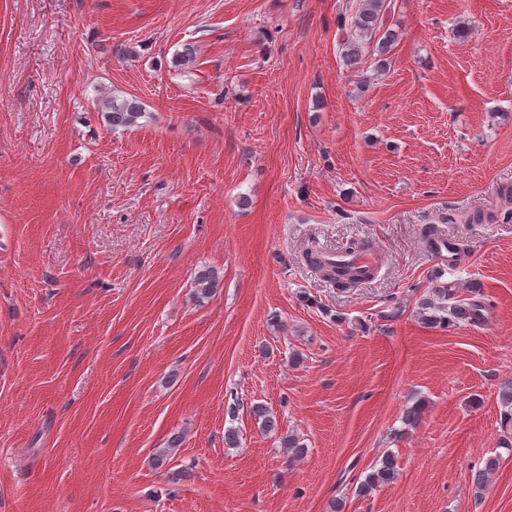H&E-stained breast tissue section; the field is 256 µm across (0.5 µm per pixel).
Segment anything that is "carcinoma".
I'll list each match as a JSON object with an SVG mask.
<instances>
[{"instance_id": "cac0c4a2", "label": "carcinoma", "mask_w": 512, "mask_h": 512, "mask_svg": "<svg viewBox=\"0 0 512 512\" xmlns=\"http://www.w3.org/2000/svg\"><path fill=\"white\" fill-rule=\"evenodd\" d=\"M386 0H360V6L351 18L347 37L342 42L341 56L348 68H358L364 63L368 53V44L376 42L374 51L379 59L376 68L386 67L382 56L387 54L398 39L396 32L390 28L384 30L383 16ZM102 117L104 126L111 130L128 129L138 125L145 112L138 100L134 98L114 97L103 103ZM322 251L315 248L306 249L300 256L308 266L318 271L323 278L340 288H352L369 279L346 264L327 262L321 258ZM220 283L219 274L211 269H204L195 276L193 297L201 303L212 297ZM487 305L482 298L454 299L452 287L442 283L433 289L432 295L420 302V314L424 324L444 328L452 322H466L477 325L483 322ZM504 406L502 429L512 426V383L504 385L499 392ZM398 475L395 456L387 453L379 460V466L370 472L357 487L360 495H367L376 487L392 482Z\"/></svg>"}]
</instances>
